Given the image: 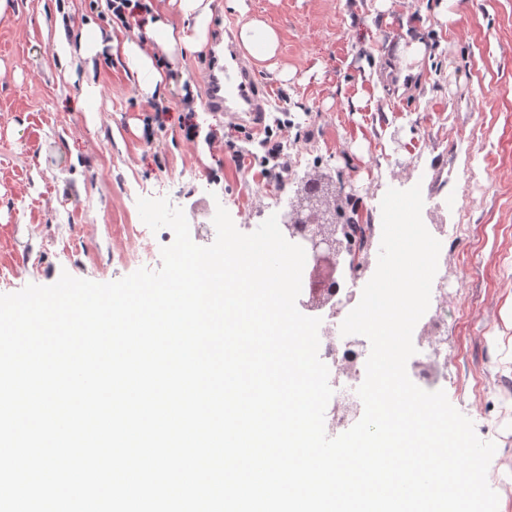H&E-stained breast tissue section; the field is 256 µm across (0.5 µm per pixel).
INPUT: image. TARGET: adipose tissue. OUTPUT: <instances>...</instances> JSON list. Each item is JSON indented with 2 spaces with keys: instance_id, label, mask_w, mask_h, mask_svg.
I'll return each mask as SVG.
<instances>
[{
  "instance_id": "adipose-tissue-1",
  "label": "adipose tissue",
  "mask_w": 512,
  "mask_h": 512,
  "mask_svg": "<svg viewBox=\"0 0 512 512\" xmlns=\"http://www.w3.org/2000/svg\"><path fill=\"white\" fill-rule=\"evenodd\" d=\"M178 10L187 17L193 18L192 29L174 26L167 21L153 17L151 12H144V28L150 42L155 43L167 55L175 59L186 53L200 51L206 44V31L210 19V11L204 0H170ZM244 48L259 61L266 62L274 58L278 49L276 31L258 20L245 22L239 32ZM113 55L122 57L132 76L147 93H161L163 77L154 67L153 60L141 46L129 42L115 40L111 43Z\"/></svg>"
}]
</instances>
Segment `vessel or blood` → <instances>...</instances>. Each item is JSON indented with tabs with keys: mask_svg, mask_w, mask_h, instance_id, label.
<instances>
[{
	"mask_svg": "<svg viewBox=\"0 0 512 512\" xmlns=\"http://www.w3.org/2000/svg\"><path fill=\"white\" fill-rule=\"evenodd\" d=\"M207 106L236 113L250 131L262 129L263 106L258 103L249 80L247 65L237 56H229L219 71L209 73Z\"/></svg>",
	"mask_w": 512,
	"mask_h": 512,
	"instance_id": "obj_1",
	"label": "vessel or blood"
}]
</instances>
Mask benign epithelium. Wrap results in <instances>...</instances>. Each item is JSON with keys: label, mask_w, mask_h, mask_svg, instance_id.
Segmentation results:
<instances>
[{"label": "benign epithelium", "mask_w": 512, "mask_h": 512, "mask_svg": "<svg viewBox=\"0 0 512 512\" xmlns=\"http://www.w3.org/2000/svg\"><path fill=\"white\" fill-rule=\"evenodd\" d=\"M327 181L309 179L303 188L288 201L282 212L284 237L301 245L310 255V263L304 275L313 280V290L303 300V306L309 310L329 309L336 312L339 301L335 279L346 267L349 254L343 224V210L331 205Z\"/></svg>", "instance_id": "obj_1"}]
</instances>
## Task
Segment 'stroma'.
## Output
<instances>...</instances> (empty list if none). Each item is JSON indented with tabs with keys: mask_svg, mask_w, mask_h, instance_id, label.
<instances>
[{
	"mask_svg": "<svg viewBox=\"0 0 512 512\" xmlns=\"http://www.w3.org/2000/svg\"><path fill=\"white\" fill-rule=\"evenodd\" d=\"M0 15V269L16 289L50 285L61 273L99 283L133 273L121 257L160 251L173 234H138L142 187L177 198L187 220L195 206L221 204L234 224L293 195L303 177L332 175L342 194L371 212L388 185L420 186L425 209L457 202L465 227L459 250L440 255L445 288L437 320L440 362L460 394L452 405L477 435L496 444L488 483L498 512H512V421L504 422L503 382L512 381V0H244V13L210 0L204 50L169 62L160 97L143 92L112 39H143L142 20L113 23L105 0H7ZM257 19L279 36L275 67L248 59L269 112L288 115L282 186L262 181L266 153L235 120L204 103L224 27ZM78 39L93 29L104 43L93 58L63 63L53 34ZM421 42L412 83L399 86L392 53ZM79 80L70 83L67 69ZM97 85L90 111L82 83ZM169 108L153 121V102ZM197 128L186 140L179 118ZM234 137L244 159L224 154ZM70 250L61 254L57 239Z\"/></svg>",
	"mask_w": 512,
	"mask_h": 512,
	"instance_id": "stroma-1",
	"label": "stroma"
}]
</instances>
